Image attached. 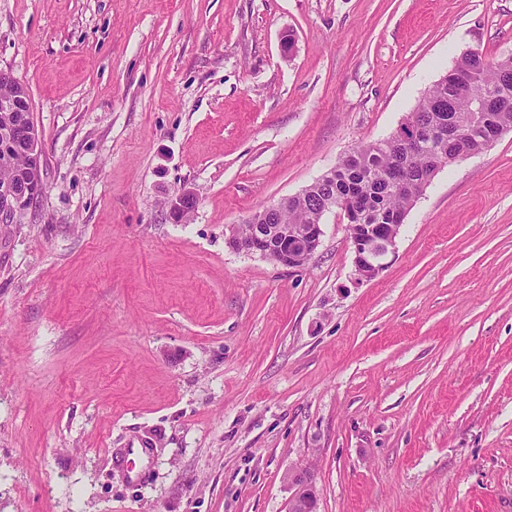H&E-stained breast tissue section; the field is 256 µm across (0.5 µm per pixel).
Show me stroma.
<instances>
[{
  "instance_id": "1",
  "label": "stroma",
  "mask_w": 512,
  "mask_h": 512,
  "mask_svg": "<svg viewBox=\"0 0 512 512\" xmlns=\"http://www.w3.org/2000/svg\"><path fill=\"white\" fill-rule=\"evenodd\" d=\"M472 49L512 55V0H0L44 152L0 230V512H288L291 468L318 512H512V131L372 280L336 211L298 270L225 241ZM196 206V197L191 191H183L172 197L169 201V213L171 217L182 222Z\"/></svg>"
}]
</instances>
